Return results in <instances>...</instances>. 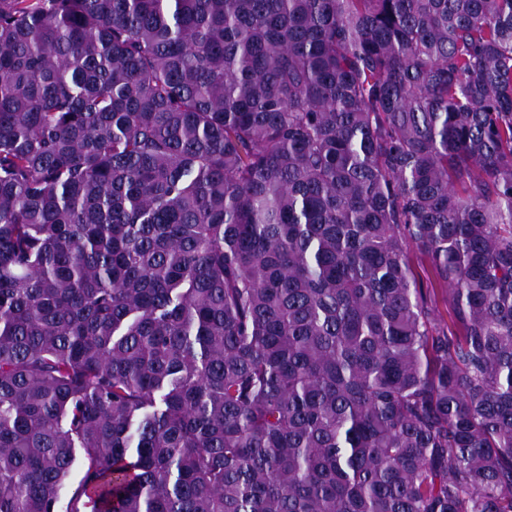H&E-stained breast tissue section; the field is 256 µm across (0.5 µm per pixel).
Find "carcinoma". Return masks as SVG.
<instances>
[{
  "label": "carcinoma",
  "instance_id": "carcinoma-1",
  "mask_svg": "<svg viewBox=\"0 0 512 512\" xmlns=\"http://www.w3.org/2000/svg\"><path fill=\"white\" fill-rule=\"evenodd\" d=\"M0 512H512V0H0Z\"/></svg>",
  "mask_w": 512,
  "mask_h": 512
}]
</instances>
